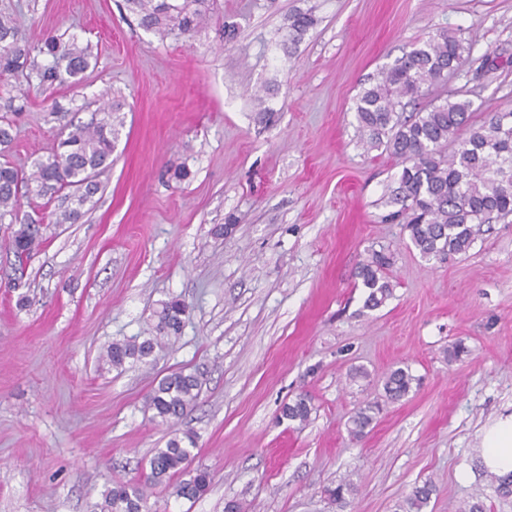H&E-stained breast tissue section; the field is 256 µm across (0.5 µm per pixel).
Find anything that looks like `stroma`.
Segmentation results:
<instances>
[{"mask_svg": "<svg viewBox=\"0 0 512 512\" xmlns=\"http://www.w3.org/2000/svg\"><path fill=\"white\" fill-rule=\"evenodd\" d=\"M17 6L30 42L72 34L94 57L75 86L0 77L7 159L31 168L105 101L122 103L125 126L78 223H44L22 263L0 224V512H91L105 486L141 483L176 431L194 435L212 483L192 500L149 487L152 512L231 499L244 512H395L426 479L427 512L475 500L512 512L480 465L484 427L512 414V218L484 225L466 255L425 261L381 221L402 165L363 150L354 112L370 77L440 30L472 50L433 95L481 117L512 107V0H218L200 33L164 40L124 0H0ZM296 10L316 24L288 52L276 31ZM383 247L393 295L368 310L355 271ZM173 298L189 306L178 338L145 363L99 364L111 342L155 336ZM458 341L467 352L449 360ZM397 366L419 388L351 439L349 416ZM180 368L202 386L172 428L145 397ZM302 393L315 410L298 427L281 411ZM345 478L357 491L341 511L323 489Z\"/></svg>", "mask_w": 512, "mask_h": 512, "instance_id": "1", "label": "stroma"}]
</instances>
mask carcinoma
<instances>
[{"mask_svg":"<svg viewBox=\"0 0 512 512\" xmlns=\"http://www.w3.org/2000/svg\"><path fill=\"white\" fill-rule=\"evenodd\" d=\"M214 0H125L137 16L138 25L161 36L191 37L210 16ZM316 24L310 13L291 15L282 27V45L298 43ZM470 52L463 38L442 31L413 48L394 64L380 70L355 102V114L366 146L381 148L398 158L402 169L397 187L389 191L386 205L393 211L385 220L398 222L408 232L411 244L427 261L444 260L469 252L481 235L482 226L512 215V109L475 120L468 99H446L410 115L406 105L427 95L447 81L448 69L459 67ZM90 66L88 47L74 35H49L41 44H31L22 34L17 11H0V76L38 80L40 86H71L79 83ZM121 104L99 108L87 122L71 123L59 135L57 149L33 162L25 173L8 160L0 162V224H11L10 246L19 260L42 242L41 225L21 213L19 186L49 201L64 197L71 206L55 214L57 224H75L82 207L100 185L98 174L112 164V153L124 128L117 116ZM392 253L374 251L359 264L355 277L367 296L364 307L373 310L392 296L389 270ZM187 306L168 300L157 312L158 335L143 341H115L107 345L100 360L115 368L126 360L148 358L154 348L178 336L185 324ZM419 385L411 369L389 370L382 380L384 397L398 401ZM201 374L180 369L164 376L146 399V405L161 421L176 424L195 405ZM313 407L305 394L284 405L282 418L304 425ZM380 412L377 402L359 407L348 419L349 435L365 437ZM195 440L186 434L174 436L166 447L155 450L149 460L146 483L175 481L177 496L195 499L210 487L206 469L192 467ZM436 486L430 479L414 487L398 504L396 512H425ZM356 485L345 479L324 489L340 509L350 505ZM93 512H148L147 495L141 485L115 483L106 487L94 503Z\"/></svg>","mask_w":512,"mask_h":512,"instance_id":"cac0c4a2","label":"carcinoma"}]
</instances>
